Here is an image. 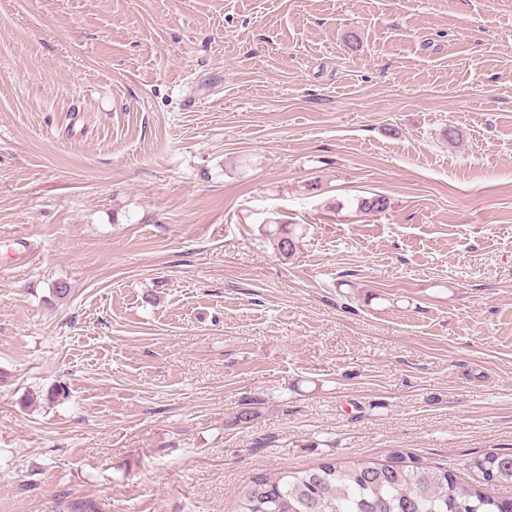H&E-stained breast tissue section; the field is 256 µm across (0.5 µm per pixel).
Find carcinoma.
Returning a JSON list of instances; mask_svg holds the SVG:
<instances>
[{
	"mask_svg": "<svg viewBox=\"0 0 512 512\" xmlns=\"http://www.w3.org/2000/svg\"><path fill=\"white\" fill-rule=\"evenodd\" d=\"M276 246L285 258L296 250L285 224ZM473 465L487 483L512 484L511 451L487 452ZM233 512H512V499L465 483L445 467L408 464L392 449L386 464L326 461L256 474L235 495Z\"/></svg>",
	"mask_w": 512,
	"mask_h": 512,
	"instance_id": "carcinoma-1",
	"label": "carcinoma"
}]
</instances>
